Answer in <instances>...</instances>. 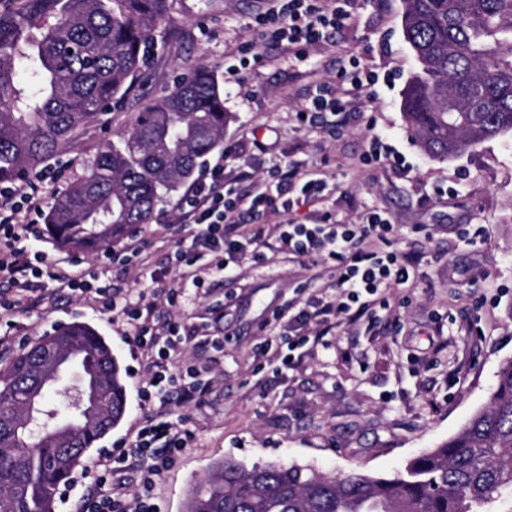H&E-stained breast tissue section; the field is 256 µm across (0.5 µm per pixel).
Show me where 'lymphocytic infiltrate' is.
Listing matches in <instances>:
<instances>
[{"label": "lymphocytic infiltrate", "instance_id": "obj_1", "mask_svg": "<svg viewBox=\"0 0 512 512\" xmlns=\"http://www.w3.org/2000/svg\"><path fill=\"white\" fill-rule=\"evenodd\" d=\"M356 0H270L267 12L255 18L257 33L244 47L253 64H261L265 47H285L296 55L323 44L349 18ZM349 86L338 91L325 85L310 95L302 116L317 125L326 113L344 114L352 100L362 104L375 101L372 88L379 77L360 69L349 59ZM269 191L240 193L224 183V163L205 164L197 181L179 203L180 221L171 225L168 268L153 267L140 249L127 247L106 255L104 266L74 273L49 263L38 244L42 236L41 208L29 192L13 185L0 186V347L12 344L16 313L30 309L35 285L56 288L92 299L113 320L125 322L145 359L146 382L140 390L143 400L162 398L173 392L185 403L197 401L208 389L211 367L205 360L182 368L174 359L185 342L199 335L197 326L170 323L158 329L149 313L155 304L174 307L186 299L187 288L201 289L214 277L232 272L240 256L265 262V242L260 231L248 224L234 223V215L255 214L274 205L283 211L309 206L307 223L279 225L275 248L306 264L329 265L336 278V293L314 294L291 301L272 313L270 330L257 345L260 355L271 357L278 369L290 368L322 338L336 329L338 317L348 324L373 326L378 309L386 307L389 288L407 285L414 260L391 249L396 230L392 217L368 211L359 223L333 220L320 206L328 195V181L303 170L300 164L276 167ZM136 264L145 289L140 293L115 288L108 278L111 266ZM183 272L185 284L174 287L170 269ZM190 434L177 423L145 418L138 426L132 449L104 450L95 466L94 493L83 503V512H120L122 485L112 482L114 463L128 454L149 457L152 464L142 481L138 512H156L151 501L152 477L164 469L174 451L187 447Z\"/></svg>", "mask_w": 512, "mask_h": 512}]
</instances>
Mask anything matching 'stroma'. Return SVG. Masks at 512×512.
<instances>
[{"label": "stroma", "mask_w": 512, "mask_h": 512, "mask_svg": "<svg viewBox=\"0 0 512 512\" xmlns=\"http://www.w3.org/2000/svg\"><path fill=\"white\" fill-rule=\"evenodd\" d=\"M267 6L268 0H167L143 81L60 145L49 163L58 180L37 183L42 210L107 142L130 132L140 112L181 77L206 69L217 75L230 116L224 144L244 147L240 156L210 153L207 162L223 160L226 179L240 191L252 190L274 165L297 161L323 170L336 186L324 207L337 219L353 223L373 209L393 216L400 227L395 247L417 259L414 282L389 289V307L370 331L341 326L328 346L285 371L254 358L262 324L274 307L322 289L325 265L305 267L281 254L265 264L247 258L235 276L215 278L186 308L157 305V326L186 320L224 339L209 392L194 403L172 394L157 408L163 419L182 420L193 436L154 478L159 512H184L194 484L227 458L249 467L392 475L455 435L486 404L500 365L512 359V139L485 142L448 161L420 149L403 110V89L417 67L402 34L403 0H358L332 43L300 58L274 48L264 65L230 71ZM351 56L381 74L376 102L354 105L346 121L308 128L298 114L310 92L343 84L338 61ZM376 135L403 156L406 172L360 164ZM177 204L174 198L158 204L139 236L115 240L113 249L133 244L164 264L159 240L164 225L177 222ZM36 297L37 307L17 318L12 348L0 350V367L62 324L92 325L121 365L126 414L87 459L129 446L144 409L143 358L133 338L82 297L48 290Z\"/></svg>", "instance_id": "1"}]
</instances>
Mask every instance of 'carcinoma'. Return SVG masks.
Wrapping results in <instances>:
<instances>
[{
	"instance_id": "carcinoma-1",
	"label": "carcinoma",
	"mask_w": 512,
	"mask_h": 512,
	"mask_svg": "<svg viewBox=\"0 0 512 512\" xmlns=\"http://www.w3.org/2000/svg\"><path fill=\"white\" fill-rule=\"evenodd\" d=\"M418 68L403 109L420 148L445 161L512 136V0H403ZM166 0H17L0 12V182L35 172L124 97L164 22ZM224 95L199 70L99 152L45 214L61 246L98 253L150 223L159 201L224 145ZM104 383L105 405L59 414L46 347ZM126 413L122 368L90 325L60 328L0 368V512H54L58 487ZM185 512H512V359L462 430L391 476L226 458Z\"/></svg>"
}]
</instances>
